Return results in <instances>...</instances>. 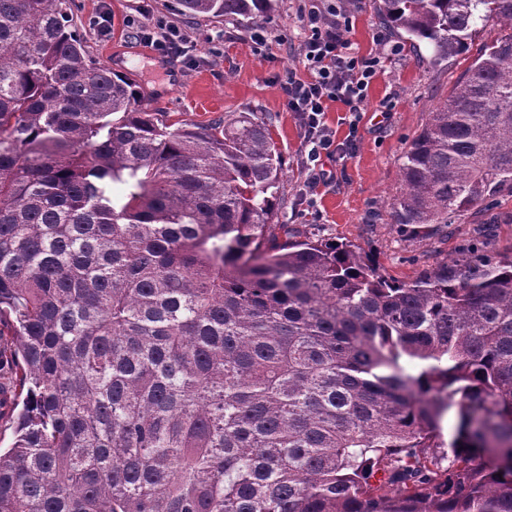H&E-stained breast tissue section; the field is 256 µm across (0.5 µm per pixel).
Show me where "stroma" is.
Returning a JSON list of instances; mask_svg holds the SVG:
<instances>
[{
	"label": "stroma",
	"mask_w": 512,
	"mask_h": 512,
	"mask_svg": "<svg viewBox=\"0 0 512 512\" xmlns=\"http://www.w3.org/2000/svg\"><path fill=\"white\" fill-rule=\"evenodd\" d=\"M306 2L279 0L265 23L266 61L253 51V22L184 15L170 0H72V12L90 55L116 72L131 74L148 107L188 123H205L227 112H253L271 121L283 154L281 204L270 228L273 244L285 243L284 230L291 227L315 239L357 247L383 275L405 282L471 249L511 255L512 195L507 193L428 234L391 223L389 215L402 189L405 150L428 112L447 101L478 48L497 36L490 27L475 33L464 52L434 66L427 61L430 49L415 53L393 31L383 30L373 0H357L346 34L352 51L360 56L389 51L393 57L369 87L355 154L335 165L336 180L321 189L316 211L301 205L304 147L279 79L288 71L305 73L292 44L302 35L300 15ZM105 11L111 16V33L101 36L94 22ZM156 16L189 37L185 56H161L137 39L131 20L146 23ZM219 34L224 37L220 43L215 40ZM385 102L392 105L386 119L379 112Z\"/></svg>",
	"instance_id": "1"
}]
</instances>
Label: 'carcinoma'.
Listing matches in <instances>:
<instances>
[{"label": "carcinoma", "instance_id": "cac0c4a2", "mask_svg": "<svg viewBox=\"0 0 512 512\" xmlns=\"http://www.w3.org/2000/svg\"><path fill=\"white\" fill-rule=\"evenodd\" d=\"M278 0H178L267 19ZM69 0H0V512H512V256L410 282L349 245L265 246L282 152L169 122L94 61ZM439 64L393 224L512 194V0H374ZM456 408L453 457L440 421Z\"/></svg>", "mask_w": 512, "mask_h": 512}]
</instances>
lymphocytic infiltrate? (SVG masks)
I'll list each match as a JSON object with an SVG mask.
<instances>
[{
	"instance_id": "1",
	"label": "lymphocytic infiltrate",
	"mask_w": 512,
	"mask_h": 512,
	"mask_svg": "<svg viewBox=\"0 0 512 512\" xmlns=\"http://www.w3.org/2000/svg\"><path fill=\"white\" fill-rule=\"evenodd\" d=\"M301 22L305 36L297 51L307 75L300 78L295 72H288L281 90L303 133L306 178L299 194L311 206L319 188L327 186L333 177L332 171L325 169L324 159H345L357 144L356 114L367 99L370 84L381 71V59L350 52L345 34L352 23L351 12L338 7L336 0H309ZM137 36L163 56L179 55L185 49L181 29L162 18L142 25ZM332 102L345 104L354 114L349 133L342 141L337 140L335 131L324 122V114Z\"/></svg>"
}]
</instances>
